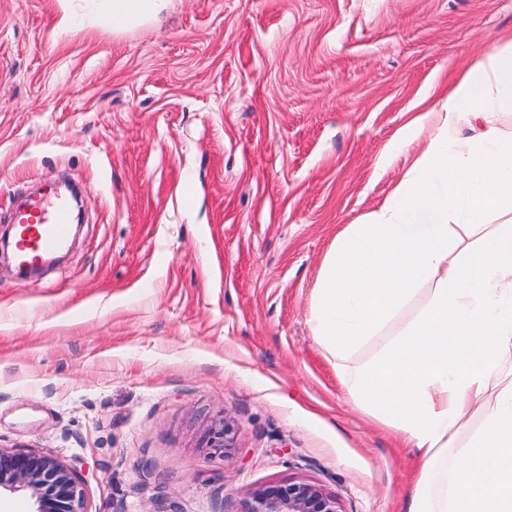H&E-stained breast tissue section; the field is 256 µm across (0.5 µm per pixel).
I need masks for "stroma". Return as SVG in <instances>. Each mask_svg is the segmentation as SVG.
<instances>
[{"mask_svg": "<svg viewBox=\"0 0 512 512\" xmlns=\"http://www.w3.org/2000/svg\"><path fill=\"white\" fill-rule=\"evenodd\" d=\"M510 39L512 0H167L114 33L95 0H0V237L34 185L84 213L39 274L0 255V446L73 469L86 512L296 480L405 512L418 457L346 395L311 303L420 101Z\"/></svg>", "mask_w": 512, "mask_h": 512, "instance_id": "stroma-1", "label": "stroma"}]
</instances>
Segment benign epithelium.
Returning <instances> with one entry per match:
<instances>
[{
  "instance_id": "benign-epithelium-1",
  "label": "benign epithelium",
  "mask_w": 512,
  "mask_h": 512,
  "mask_svg": "<svg viewBox=\"0 0 512 512\" xmlns=\"http://www.w3.org/2000/svg\"><path fill=\"white\" fill-rule=\"evenodd\" d=\"M233 425L222 419L213 445H232ZM29 492L36 497V512H84L80 478L56 459L31 450L0 448V491ZM242 512H337L336 502L316 485L290 481L256 488Z\"/></svg>"
}]
</instances>
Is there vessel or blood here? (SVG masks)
<instances>
[{"instance_id":"obj_1","label":"vessel or blood","mask_w":512,"mask_h":512,"mask_svg":"<svg viewBox=\"0 0 512 512\" xmlns=\"http://www.w3.org/2000/svg\"><path fill=\"white\" fill-rule=\"evenodd\" d=\"M69 219L66 200L57 196L13 212L10 220L19 226L15 247L20 265L32 267L43 263L49 255L64 248Z\"/></svg>"}]
</instances>
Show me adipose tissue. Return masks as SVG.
Here are the masks:
<instances>
[{
    "label": "adipose tissue",
    "instance_id": "adipose-tissue-1",
    "mask_svg": "<svg viewBox=\"0 0 512 512\" xmlns=\"http://www.w3.org/2000/svg\"><path fill=\"white\" fill-rule=\"evenodd\" d=\"M109 28L154 16L165 0H97ZM512 44L465 69L416 118L429 125L413 163L365 223L325 257L309 319L352 401L419 458L407 512H512ZM472 137L460 136L461 128ZM484 227L462 245L451 226ZM427 298L372 357L358 349ZM482 422L470 429V414Z\"/></svg>",
    "mask_w": 512,
    "mask_h": 512
}]
</instances>
